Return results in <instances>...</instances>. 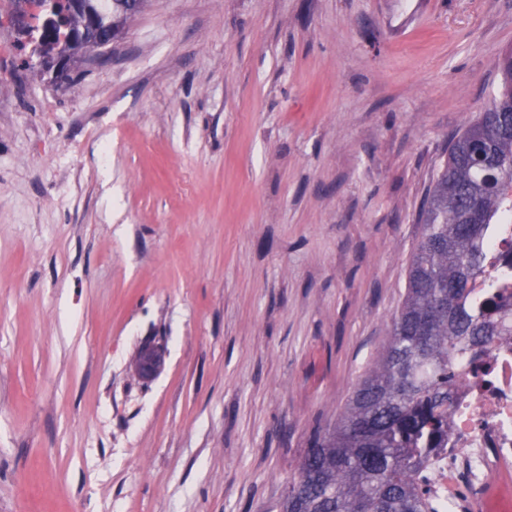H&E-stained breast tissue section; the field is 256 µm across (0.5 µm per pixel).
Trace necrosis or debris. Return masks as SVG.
I'll use <instances>...</instances> for the list:
<instances>
[{"label":"necrosis or debris","mask_w":512,"mask_h":512,"mask_svg":"<svg viewBox=\"0 0 512 512\" xmlns=\"http://www.w3.org/2000/svg\"><path fill=\"white\" fill-rule=\"evenodd\" d=\"M448 437L426 475L435 512H512V336L494 337L454 361Z\"/></svg>","instance_id":"4bbe7bcc"}]
</instances>
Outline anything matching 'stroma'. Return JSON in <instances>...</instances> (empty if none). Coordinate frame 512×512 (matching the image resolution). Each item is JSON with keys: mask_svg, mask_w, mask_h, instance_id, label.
I'll use <instances>...</instances> for the list:
<instances>
[{"mask_svg": "<svg viewBox=\"0 0 512 512\" xmlns=\"http://www.w3.org/2000/svg\"><path fill=\"white\" fill-rule=\"evenodd\" d=\"M509 48L512 0H147L74 82L16 67L0 512L277 503L386 338ZM166 351L163 346L146 342L138 350L135 372L144 382L152 381L163 369Z\"/></svg>", "mask_w": 512, "mask_h": 512, "instance_id": "obj_1", "label": "stroma"}]
</instances>
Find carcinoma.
I'll use <instances>...</instances> for the list:
<instances>
[{
	"instance_id": "cac0c4a2",
	"label": "carcinoma",
	"mask_w": 512,
	"mask_h": 512,
	"mask_svg": "<svg viewBox=\"0 0 512 512\" xmlns=\"http://www.w3.org/2000/svg\"><path fill=\"white\" fill-rule=\"evenodd\" d=\"M128 0H36L48 8L34 53L49 61L78 36L83 14L125 24ZM491 104L451 139L419 214L404 298L388 336L336 421L313 434L277 512H429L422 466L448 433L451 358L512 333L501 305L478 307L496 225H512V57L495 62Z\"/></svg>"
}]
</instances>
